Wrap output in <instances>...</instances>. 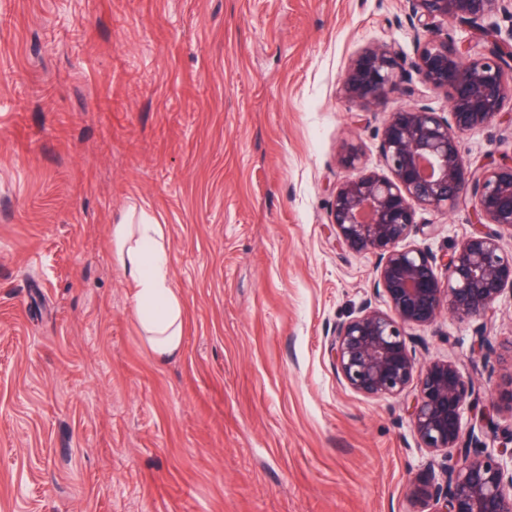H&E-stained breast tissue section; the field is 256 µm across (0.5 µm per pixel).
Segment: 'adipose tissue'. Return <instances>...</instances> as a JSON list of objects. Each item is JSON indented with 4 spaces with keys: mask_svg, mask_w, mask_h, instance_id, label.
<instances>
[{
    "mask_svg": "<svg viewBox=\"0 0 512 512\" xmlns=\"http://www.w3.org/2000/svg\"><path fill=\"white\" fill-rule=\"evenodd\" d=\"M112 249L136 293L135 315L154 354L167 360L183 348L184 303L172 286L163 229L152 217L112 227Z\"/></svg>",
    "mask_w": 512,
    "mask_h": 512,
    "instance_id": "1",
    "label": "adipose tissue"
}]
</instances>
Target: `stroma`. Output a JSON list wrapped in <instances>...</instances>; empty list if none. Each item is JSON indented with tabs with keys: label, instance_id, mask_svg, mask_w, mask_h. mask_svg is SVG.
<instances>
[{
	"label": "stroma",
	"instance_id": "35a3bbf8",
	"mask_svg": "<svg viewBox=\"0 0 512 512\" xmlns=\"http://www.w3.org/2000/svg\"><path fill=\"white\" fill-rule=\"evenodd\" d=\"M386 42L414 59L406 0H0V512H414L445 452L328 353L363 303L388 307L327 219L346 144L386 173V112L414 101L340 92ZM460 150L511 154L512 100ZM131 209L162 225L185 305L171 360L112 254ZM416 220L439 256L476 229L468 199ZM488 322L487 356L479 320L444 312L414 358L480 383L511 469V289Z\"/></svg>",
	"mask_w": 512,
	"mask_h": 512
}]
</instances>
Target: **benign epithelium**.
Here are the masks:
<instances>
[{
    "label": "benign epithelium",
    "mask_w": 512,
    "mask_h": 512,
    "mask_svg": "<svg viewBox=\"0 0 512 512\" xmlns=\"http://www.w3.org/2000/svg\"><path fill=\"white\" fill-rule=\"evenodd\" d=\"M409 21L418 36L417 55L405 64L393 45L365 49L341 78V91L362 112L385 107L390 93L410 96L421 84L450 92L444 114L425 103L393 110L385 119L380 151L387 175L354 173L356 145L342 158L349 171L328 213L337 243L353 253L376 257L377 289L389 310L367 302L336 326L329 344L336 373L366 397H397L404 391L406 413L423 446L447 452L445 480L422 475L412 485L415 500L430 512H512V472L483 448L475 432L464 433L462 410L475 396L453 361L416 365L410 330L433 324L442 310L462 318L488 320L505 287H512V256L502 253L501 231L512 233V157L473 165L459 144L468 131L490 121L512 99V29L482 21L512 16V0H408ZM475 27L492 49L468 56L440 25ZM475 203L473 234L454 251L438 257L417 246L399 247L425 233L419 209L446 210L465 197Z\"/></svg>",
    "instance_id": "benign-epithelium-1"
}]
</instances>
